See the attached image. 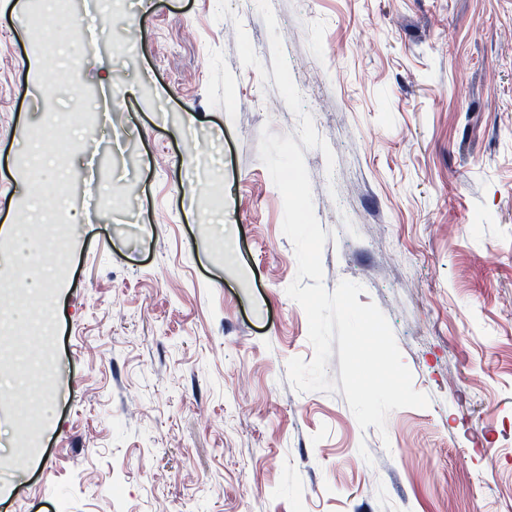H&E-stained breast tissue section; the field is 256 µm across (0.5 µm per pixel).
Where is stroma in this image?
I'll use <instances>...</instances> for the list:
<instances>
[{"label":"stroma","mask_w":512,"mask_h":512,"mask_svg":"<svg viewBox=\"0 0 512 512\" xmlns=\"http://www.w3.org/2000/svg\"><path fill=\"white\" fill-rule=\"evenodd\" d=\"M44 5L0 16V225L40 204L69 262L0 256L54 282L0 300V512H512V0ZM265 127L305 156L325 287L363 286L430 398L385 432L288 381L314 349Z\"/></svg>","instance_id":"35a3bbf8"}]
</instances>
